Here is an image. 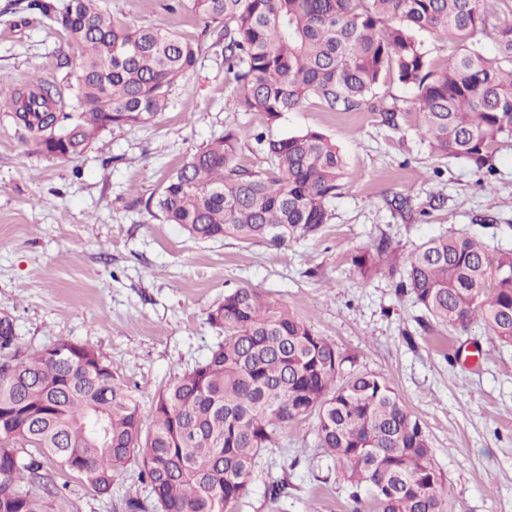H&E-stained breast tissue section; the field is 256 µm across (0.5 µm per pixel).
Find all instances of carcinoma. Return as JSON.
Masks as SVG:
<instances>
[{
    "mask_svg": "<svg viewBox=\"0 0 512 512\" xmlns=\"http://www.w3.org/2000/svg\"><path fill=\"white\" fill-rule=\"evenodd\" d=\"M98 2L31 0L79 51L78 111H58L52 83L10 92L0 75V112L31 132L37 153L70 160L110 126L151 122L197 64L184 36L121 21ZM488 2L191 0L224 23V71L244 111L276 121L313 99L327 112L367 108L394 126L404 108L380 93L391 74L414 91L434 154L491 174L492 155L512 142V24L491 23ZM422 31L457 44L444 67L431 65ZM251 140L268 167L239 162ZM346 179L343 154L318 130L272 139L228 129L167 180L156 208L198 240L285 246L331 222ZM387 249L382 240L352 265L365 279ZM396 292L450 331L480 322L491 342L512 346L510 249L432 238L407 260ZM210 321L224 341L159 394L145 432L134 391L94 349L60 340L18 362L13 320L0 316V512H65L54 468L104 495L133 463L153 498H129L125 512H234L262 452L311 415L315 446L351 489L354 512H448L431 439L386 377L345 372L353 358L251 286L225 294Z\"/></svg>",
    "mask_w": 512,
    "mask_h": 512,
    "instance_id": "carcinoma-1",
    "label": "carcinoma"
}]
</instances>
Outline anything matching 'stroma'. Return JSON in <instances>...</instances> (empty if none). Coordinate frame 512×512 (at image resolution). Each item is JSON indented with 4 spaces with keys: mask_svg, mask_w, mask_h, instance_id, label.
Returning a JSON list of instances; mask_svg holds the SVG:
<instances>
[{
    "mask_svg": "<svg viewBox=\"0 0 512 512\" xmlns=\"http://www.w3.org/2000/svg\"><path fill=\"white\" fill-rule=\"evenodd\" d=\"M28 2L0 0V74L20 89L54 83L60 108L72 111L78 53ZM170 2L101 0L124 21L171 29L199 48L196 68L153 121L104 130L64 161L30 150L29 131L0 112V313L13 320L20 355L60 340L91 346L132 387L147 424L158 395L223 341L210 312L250 285L355 356L356 370L392 382L430 435L457 512H512V347L490 342L479 324L463 334L437 326L397 295L389 271L442 234L512 248V145L495 152L489 176L433 156L414 110L390 127L378 113L327 112L311 100L268 122L235 104L220 24ZM229 127L274 139L307 129L330 136L348 162L331 223L281 247L201 242L147 209L168 177ZM396 195L408 200L403 210L389 204ZM382 237L394 252L361 280L351 258ZM313 427L293 425L262 454L236 512H353ZM274 479L288 484L276 500L266 494ZM56 481L67 487L66 512H116L125 499L151 497L134 465L103 496L73 475Z\"/></svg>",
    "mask_w": 512,
    "mask_h": 512,
    "instance_id": "1",
    "label": "stroma"
}]
</instances>
